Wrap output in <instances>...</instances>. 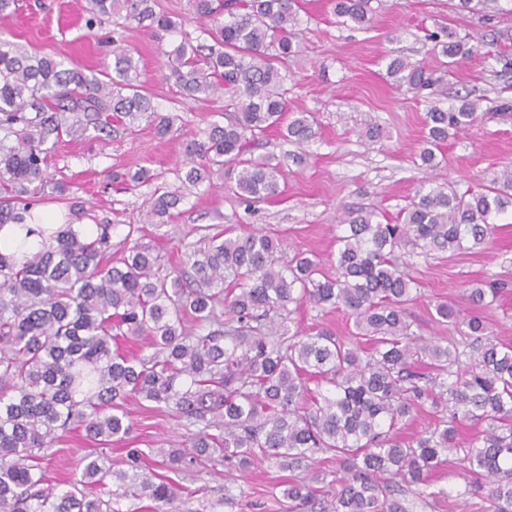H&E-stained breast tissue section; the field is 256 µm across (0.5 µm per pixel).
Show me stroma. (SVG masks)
<instances>
[{
    "instance_id": "1",
    "label": "stroma",
    "mask_w": 512,
    "mask_h": 512,
    "mask_svg": "<svg viewBox=\"0 0 512 512\" xmlns=\"http://www.w3.org/2000/svg\"><path fill=\"white\" fill-rule=\"evenodd\" d=\"M297 30L300 54L288 63V110L309 112L317 121L315 140L302 146L303 163H288L279 175L278 198L245 208L232 191L233 173L213 176L192 189L164 225L143 224L142 216L155 188L175 184L185 148L217 114L224 100L193 99L177 93L166 53L183 34L198 38L201 30L188 0H155L156 10L183 19L181 31L167 32L134 20H107L94 30L85 27L87 0H17V11L0 34L29 53H61L86 74L101 75L109 60V37L121 36L139 56L140 80L159 114L171 116L167 135H158L153 123L140 120L133 129L113 121L111 134L88 131L80 140L60 141L47 159L46 172L67 182L66 197L42 194L40 205L55 208L64 224L113 225L112 254L120 256L128 225L142 224L140 244L165 254L177 263L182 243L199 239L201 228L219 231L235 226L237 233L254 230L281 236L287 253L302 252L328 259L336 251L344 211L370 207L390 223L397 222L425 183L450 185L458 192L478 191L503 170L512 167V66L488 68L475 57L457 66L434 49L428 35L450 28L469 36L471 43L512 57V0H501L493 20L463 10L458 0H372V24L351 29L339 24L330 0H299ZM401 55L438 78L445 104L460 96L478 100L477 119L470 127L449 136L436 155L437 168L422 166L419 152L426 132L428 98L398 88L387 75L390 58ZM376 136H368L369 125ZM147 169L153 182H128V175ZM85 211L75 215L72 203ZM497 237L490 249L442 253L419 262L421 292L408 306L414 330L424 337L455 338L452 326L435 320L434 306L448 302L468 308L466 290L490 278L512 284V207L496 216ZM293 318L305 329L327 328L351 339L353 323L344 312L304 306ZM125 411L132 429L104 448L113 469L124 466L129 448L150 449L146 462L160 475L168 470L157 451L187 445L189 434L173 409L135 397ZM83 431L69 433L51 450L46 461L50 485H59L89 449ZM457 455L433 470L429 480L449 497L434 512H492L485 495L457 498L461 483ZM295 471L274 462L246 471H228L225 464L200 469L186 478L189 487L207 485L216 512H288L284 489ZM232 491L234 501L219 500Z\"/></svg>"
}]
</instances>
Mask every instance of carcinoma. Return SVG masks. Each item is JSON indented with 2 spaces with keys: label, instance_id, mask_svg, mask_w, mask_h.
<instances>
[{
  "label": "carcinoma",
  "instance_id": "obj_1",
  "mask_svg": "<svg viewBox=\"0 0 512 512\" xmlns=\"http://www.w3.org/2000/svg\"><path fill=\"white\" fill-rule=\"evenodd\" d=\"M341 24L371 23V0H332ZM212 45L189 37L168 53L181 94L224 97V122L213 121L187 148L180 185L155 190L146 224H167L185 189L210 181L224 165L241 167L235 194L248 206L279 195L281 162L245 159L269 131L298 146L316 138L307 112L287 120L288 60L299 53L298 0H190ZM87 29L105 17L178 24L153 0H88ZM428 38L449 64L481 55L492 67L502 53L447 30ZM387 74L410 92L436 94L425 69L396 56ZM478 103L437 104L426 115L421 163L449 131L471 125ZM146 118L164 136L173 118L155 111L139 80L134 52L112 40V73L104 82L49 55L29 54L0 38V226L34 220L35 198L48 183L47 157L62 135L106 129L112 116ZM512 202V168L484 191L421 189L401 223H382L366 207L346 212L336 254L322 261L286 255L283 239L234 228L184 245L175 270L160 253L132 239L112 260V225L89 240L67 225L54 243L18 265L0 251V512H123L122 500L148 498L176 512L194 491L144 468L145 452L129 448L127 470L112 471L100 454L84 456L82 477L58 490L46 485L47 451L73 427L107 443L131 426L124 401L139 397L171 407L193 429L191 456L159 454L190 471L217 461L247 468L275 461L310 472L284 492L289 512H413L448 498L429 473L448 453L460 454V498L485 492L493 512H512V344L477 314L447 303L436 313L460 340L422 338L407 319L417 294V259L474 249L499 225L492 217ZM485 281L470 289L476 308L496 300ZM302 304L336 308L355 327L346 342L326 329L305 331L292 315ZM143 336L150 352L126 355L119 338ZM442 409L434 427L405 440L401 426L425 406ZM487 424L466 448L455 424ZM332 452L341 475L325 482L314 455ZM412 493L414 499L406 498Z\"/></svg>",
  "mask_w": 512,
  "mask_h": 512
}]
</instances>
